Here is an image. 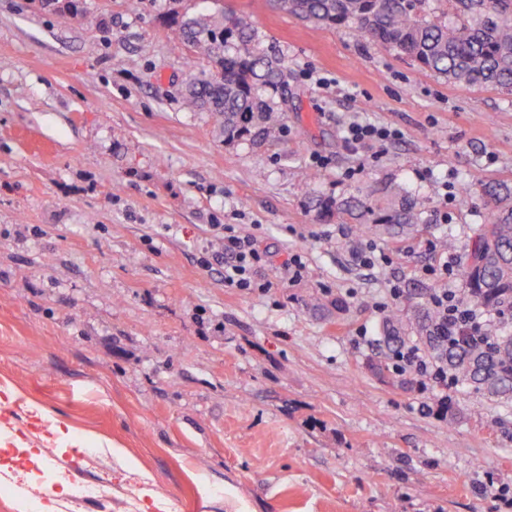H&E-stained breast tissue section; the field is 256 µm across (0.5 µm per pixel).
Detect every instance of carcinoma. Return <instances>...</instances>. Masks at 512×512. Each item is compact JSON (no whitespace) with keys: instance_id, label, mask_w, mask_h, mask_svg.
<instances>
[{"instance_id":"cac0c4a2","label":"carcinoma","mask_w":512,"mask_h":512,"mask_svg":"<svg viewBox=\"0 0 512 512\" xmlns=\"http://www.w3.org/2000/svg\"><path fill=\"white\" fill-rule=\"evenodd\" d=\"M278 8L324 28H351L368 40L409 57L421 69L454 83L491 86L512 94V0H277ZM169 24L192 55L207 66L190 76L185 104L212 116L224 143L275 139L282 109L274 101L288 72L248 16L191 13L173 0ZM496 208L464 244L461 299L488 318V335L437 336L436 314L413 311L409 327L390 311L383 319L388 353L371 364L382 381L391 375L392 352L420 344L448 367V376L490 398L512 402V334L493 320L512 316V187L489 186ZM323 221L352 223L360 235L396 238L422 223V204L398 183L358 190L342 200L317 198Z\"/></svg>"}]
</instances>
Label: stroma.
<instances>
[{"label":"stroma","instance_id":"1","mask_svg":"<svg viewBox=\"0 0 512 512\" xmlns=\"http://www.w3.org/2000/svg\"><path fill=\"white\" fill-rule=\"evenodd\" d=\"M87 5L0 0V388L15 395L0 431L43 460L13 471L14 447L0 449V512H36L65 479L111 485V512H499L512 405L452 385L451 420L367 363L386 352L388 310L427 304L421 268L460 257L426 240H465L494 208L485 185L512 186V94L448 83L269 0H187L250 15L288 66L282 137L228 144L179 94L190 51L164 22L171 0ZM358 118L401 136L347 181L360 158L342 125ZM314 155L329 165L312 169ZM384 182L425 213L378 240L389 265L366 268L350 255L364 238L310 198ZM215 218L301 252L302 279L262 266L268 293L225 287L202 264ZM53 420L82 447L58 452Z\"/></svg>","mask_w":512,"mask_h":512}]
</instances>
